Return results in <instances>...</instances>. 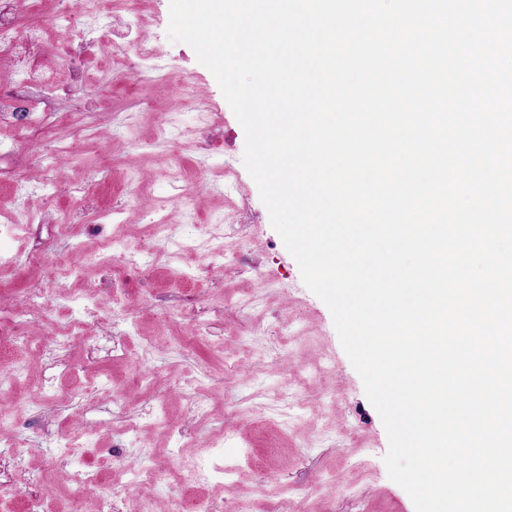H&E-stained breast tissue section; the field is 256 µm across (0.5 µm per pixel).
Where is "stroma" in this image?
I'll list each match as a JSON object with an SVG mask.
<instances>
[{
    "label": "stroma",
    "mask_w": 512,
    "mask_h": 512,
    "mask_svg": "<svg viewBox=\"0 0 512 512\" xmlns=\"http://www.w3.org/2000/svg\"><path fill=\"white\" fill-rule=\"evenodd\" d=\"M155 18L144 22L158 52L194 76L198 94L173 82L155 87L130 79L114 88L109 77L91 75L85 110L59 95L53 113L19 119L0 116V229L12 216L34 210L41 220L20 225L18 237L0 247V362L25 369L23 379L0 377V407L12 415L0 429V485L11 491L0 512H28L30 502L71 497L76 469L111 472L161 466L163 485L146 484L118 495L112 512H135L140 499L156 506L183 496H204L226 512L241 502L251 512H414L408 494L388 476V438L368 401L363 382L344 352L328 307L304 284L299 266L271 225L256 183L243 164L244 131L211 72L187 44L167 34L169 0H152ZM152 99L153 110L142 108ZM184 105L185 119L163 146H154L168 107ZM94 134L75 138L85 120ZM71 138L74 152L90 166L62 164L59 178L73 184L93 175L94 164L112 159V176L83 207L60 197L45 206L37 171L18 185L15 152L43 147L42 132ZM181 153L198 175L202 208L196 223L172 219L168 238L193 240L195 250L169 265L154 236L150 208H173L176 184L164 157ZM134 166L141 195L122 192L124 165ZM222 206L224 222L210 216ZM124 207L121 224L96 215ZM123 236L141 261L121 270L120 307L112 305L109 255L76 279L62 269L77 264L84 249ZM224 236V263L209 253ZM41 255L32 265L31 255ZM48 289L46 321L24 322L12 308L28 293ZM89 290L98 300L87 316L71 301ZM157 336L145 346V336ZM152 372V390L135 387L134 376ZM198 381L207 415L186 411L175 383ZM290 392L302 400L292 413L297 430L276 423ZM96 432L97 446L63 455L56 437L80 441ZM203 466L210 479L190 488L179 482L188 468Z\"/></svg>",
    "instance_id": "1"
}]
</instances>
